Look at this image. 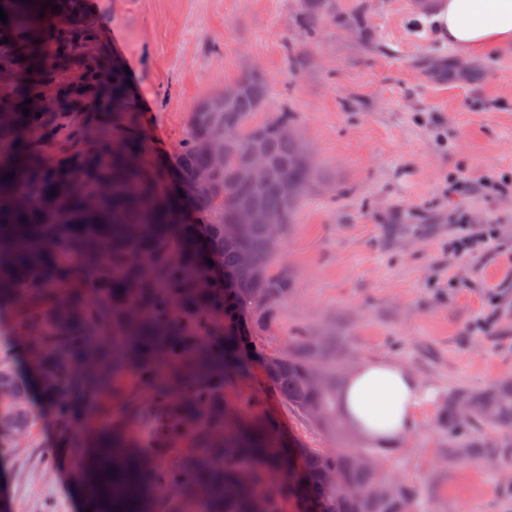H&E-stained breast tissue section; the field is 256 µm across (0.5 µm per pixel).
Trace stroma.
I'll return each instance as SVG.
<instances>
[{"label": "stroma", "mask_w": 512, "mask_h": 512, "mask_svg": "<svg viewBox=\"0 0 512 512\" xmlns=\"http://www.w3.org/2000/svg\"><path fill=\"white\" fill-rule=\"evenodd\" d=\"M362 7L369 29L299 26V0H86L89 28L69 34L53 68L39 70L56 103L22 123L30 144L60 157L132 127L163 178L201 100L242 73L268 83L260 117L292 109L326 181L305 199L281 249L296 293L265 332L247 323L265 352L288 351L308 333L342 373L365 359H391L432 385L438 398L418 413L388 472L416 487L428 512H512V433L477 427L483 458L453 457L440 426L449 390L512 384V46L462 56L441 36L432 9L412 0H335ZM30 33L0 25V99L22 88L12 63ZM130 83L114 113L113 71ZM0 356L30 365L22 311L0 309ZM162 388L114 373L100 393L72 384L68 415L34 403L36 427L0 451V490L11 512H90L73 473L101 432L136 438L137 419L156 411ZM224 399L270 422L277 437L335 447L288 409L260 356L229 378Z\"/></svg>", "instance_id": "35a3bbf8"}]
</instances>
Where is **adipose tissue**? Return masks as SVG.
Returning a JSON list of instances; mask_svg holds the SVG:
<instances>
[{"instance_id":"adipose-tissue-1","label":"adipose tissue","mask_w":512,"mask_h":512,"mask_svg":"<svg viewBox=\"0 0 512 512\" xmlns=\"http://www.w3.org/2000/svg\"><path fill=\"white\" fill-rule=\"evenodd\" d=\"M434 19L449 44L466 54L512 44V0H439ZM431 396L418 376L391 360L361 361L336 392L344 422L378 448L411 434Z\"/></svg>"}]
</instances>
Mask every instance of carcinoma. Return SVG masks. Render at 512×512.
Masks as SVG:
<instances>
[{
    "label": "carcinoma",
    "mask_w": 512,
    "mask_h": 512,
    "mask_svg": "<svg viewBox=\"0 0 512 512\" xmlns=\"http://www.w3.org/2000/svg\"><path fill=\"white\" fill-rule=\"evenodd\" d=\"M51 2L48 7L43 3ZM61 7L54 12L51 6ZM5 12L21 28L41 30L49 61L58 33L88 24L84 0H19ZM44 16H39V13ZM329 21L338 27L366 28L363 10L336 12L333 0H300V25L305 33ZM112 102L123 103V75L112 73ZM238 97L228 106L216 92L190 113L189 135L175 156L183 182L195 184L191 197L193 222L185 220L177 197L159 179L147 159L138 130L122 131L115 139L90 146L70 159L46 148L33 149L15 141V113L0 115V303L47 299V311L26 317V327L41 343L31 346L33 368L43 399L61 403L68 375L58 360L61 345L74 361L91 358L84 380L93 389L109 380L112 369L133 365L148 380L157 376V362L168 360L190 373L194 387L178 397L168 425L174 436L190 432L210 449L208 464L167 473L152 463L149 445L153 428L145 427L131 442L121 435L101 444L77 467L75 478L92 512H134L143 474L151 470L156 483L178 496L161 500L159 512H184L189 490L205 484L218 512H283V493L302 504V512H417L419 492L390 478L381 448L329 451L303 448L283 458L270 424L232 416L234 408L215 401L221 381L242 369L243 336L238 323L252 313L260 327L271 325L279 308L294 292L288 269L278 263L281 243L271 240L267 226L249 224L239 239L224 238V225L236 221L237 206L252 201L283 215L287 236L310 189L323 182L299 138L297 118L283 109L268 121L254 122L265 108L268 86L257 71L237 78ZM235 131L217 165L201 147L214 127ZM267 158L259 185L237 177L240 163L254 140ZM83 194L70 191L74 178ZM294 192H285V185ZM29 206L17 205L19 197ZM213 256L233 272L247 252L258 277L232 292L201 260L198 235ZM267 298L260 310L251 297ZM224 318V348L200 346L195 337L209 328V317ZM323 342L303 335L295 348L271 354L270 377L288 405L301 411L319 431L342 441L345 424L336 404V367L322 361ZM320 370L324 382L314 386L309 376ZM0 448H14L31 431L34 411L26 383L10 362L0 358ZM492 428L512 427V386L474 395L466 388L448 391L442 407V427L451 436L454 453L464 459L487 453L482 444L464 436L475 422ZM299 479L283 481L288 467ZM339 475L355 493L346 494L327 481Z\"/></svg>",
    "instance_id": "carcinoma-1"
}]
</instances>
